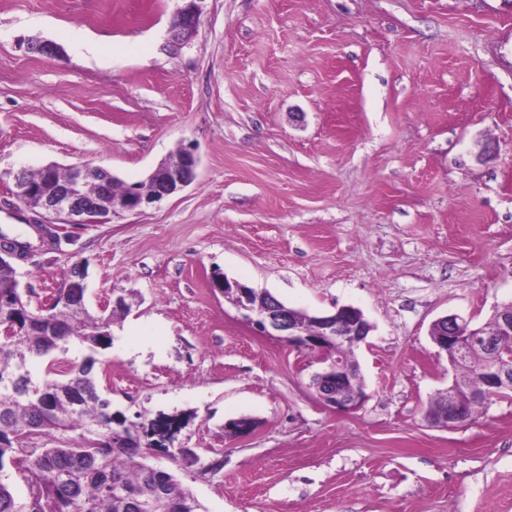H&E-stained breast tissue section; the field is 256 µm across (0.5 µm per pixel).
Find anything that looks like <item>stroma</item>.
<instances>
[{
    "label": "stroma",
    "instance_id": "obj_1",
    "mask_svg": "<svg viewBox=\"0 0 512 512\" xmlns=\"http://www.w3.org/2000/svg\"><path fill=\"white\" fill-rule=\"evenodd\" d=\"M0 0V225L13 176L87 163L131 183L184 148L180 193L62 224L18 263L33 304L88 262L86 303L128 309L99 350L128 424L181 415L152 453L200 512H512V399L448 429L461 376L432 323L512 304V0ZM51 40L62 57L32 51ZM308 315L359 308L366 400L326 406L317 352L256 335L214 274ZM252 418L246 436L226 421ZM186 3L178 11L180 23L178 27H170L171 38L175 42L184 43L190 39L197 29L200 18V10L197 1L200 0H184Z\"/></svg>",
    "mask_w": 512,
    "mask_h": 512
}]
</instances>
